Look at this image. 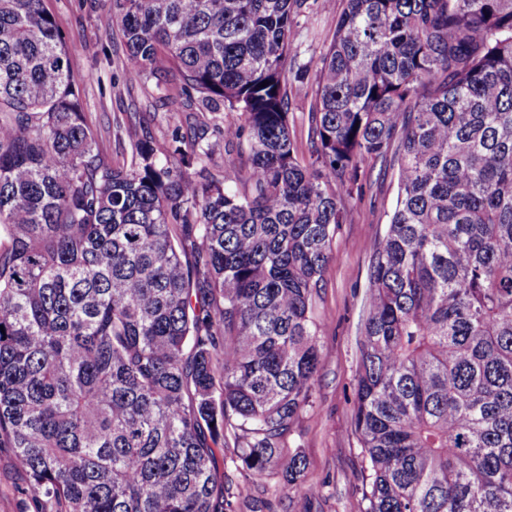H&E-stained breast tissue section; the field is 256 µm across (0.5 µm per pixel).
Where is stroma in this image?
I'll list each match as a JSON object with an SVG mask.
<instances>
[{"label": "stroma", "instance_id": "obj_1", "mask_svg": "<svg viewBox=\"0 0 512 512\" xmlns=\"http://www.w3.org/2000/svg\"><path fill=\"white\" fill-rule=\"evenodd\" d=\"M42 5L63 40L73 47L69 64L79 82L87 123L113 166H122L130 155L119 126L144 124L160 144L167 143L172 130L188 138L203 127L213 146L208 166L214 174H222L226 153L221 129L236 121V113L197 112L188 105L181 128H174L166 109L156 104V84L161 81L176 89L181 82L168 74L160 80L151 74L133 83L125 80L120 65L124 48L99 25L112 0H43ZM336 18V12L323 11L308 22L300 38L302 58L319 59L333 37ZM363 178L366 193L353 200L354 221L342 225L333 240L317 300L327 322L321 331V367L312 399L281 445L283 456L304 455L306 469L291 489L278 470L246 476L235 438L227 436L217 454L216 470L224 483V497L233 504L231 512H362L364 463L353 427L359 328L370 259L385 233L397 193L392 177H380L375 168H366ZM246 482L251 492L244 498L239 488ZM37 508L13 450L0 447V512Z\"/></svg>", "mask_w": 512, "mask_h": 512}]
</instances>
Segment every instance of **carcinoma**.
I'll list each match as a JSON object with an SVG mask.
<instances>
[{
	"label": "carcinoma",
	"mask_w": 512,
	"mask_h": 512,
	"mask_svg": "<svg viewBox=\"0 0 512 512\" xmlns=\"http://www.w3.org/2000/svg\"><path fill=\"white\" fill-rule=\"evenodd\" d=\"M112 0L124 76L168 63L224 125L160 149L92 136L42 0H0V442L62 512H226L216 450L309 405L316 297L364 164L397 196L373 251L354 393L363 512H512V0ZM268 85H262V82ZM311 98L309 157L288 117ZM342 0H336V12L322 11L307 24L300 38L299 51L305 61L313 59V66L318 62L321 52L332 40L336 18L342 10ZM181 101V109L185 112H182L181 115L182 126L180 127L179 134L184 136L186 140L190 141L193 133L192 128L200 129L201 127L206 128L204 125L207 126L206 141L213 145L212 154L207 161V164L210 170L220 177L224 171V160L227 157L226 152L224 151V139L220 134V129L224 127V124L236 121V113L217 112L216 114H212L209 112H193L196 107L194 100L191 102L190 106V102H187L185 97L181 99Z\"/></svg>",
	"instance_id": "obj_1"
}]
</instances>
